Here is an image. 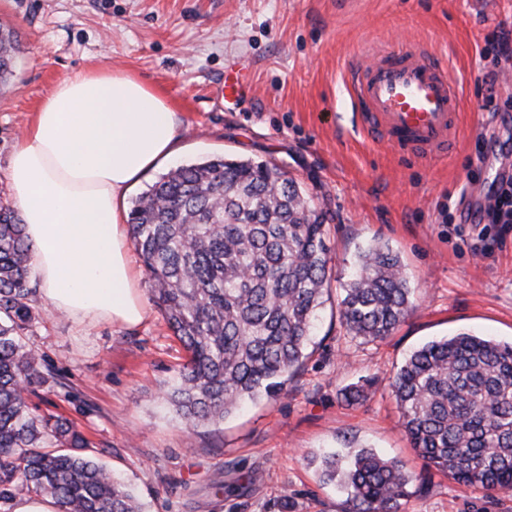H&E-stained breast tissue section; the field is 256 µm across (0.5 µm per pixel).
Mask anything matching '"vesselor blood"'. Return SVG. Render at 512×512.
Instances as JSON below:
<instances>
[{
	"label": "vessel or blood",
	"instance_id": "1",
	"mask_svg": "<svg viewBox=\"0 0 512 512\" xmlns=\"http://www.w3.org/2000/svg\"><path fill=\"white\" fill-rule=\"evenodd\" d=\"M347 87L361 126L400 152L434 159L447 153L461 106L448 69L424 49L371 51ZM248 88L247 68L234 63L224 73V95Z\"/></svg>",
	"mask_w": 512,
	"mask_h": 512
}]
</instances>
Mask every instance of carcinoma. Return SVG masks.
<instances>
[{"label":"carcinoma","instance_id":"1","mask_svg":"<svg viewBox=\"0 0 512 512\" xmlns=\"http://www.w3.org/2000/svg\"><path fill=\"white\" fill-rule=\"evenodd\" d=\"M17 36L0 25V76ZM327 213L274 163L224 157L163 175L129 213L131 239L151 299L185 351L165 391L186 427L219 424L245 402L279 395L300 368L328 292ZM32 258L15 211L0 207V512L21 495L47 496L60 512H144L111 471L85 454L66 420L32 411L47 382L41 355L23 341L35 319ZM341 321L367 341L387 338L413 309L398 256H358L342 288ZM368 379L346 387L366 397ZM389 387L423 467L448 479L512 492V342L461 332L414 351ZM349 512H398L416 475L394 458L359 449L324 459Z\"/></svg>","mask_w":512,"mask_h":512}]
</instances>
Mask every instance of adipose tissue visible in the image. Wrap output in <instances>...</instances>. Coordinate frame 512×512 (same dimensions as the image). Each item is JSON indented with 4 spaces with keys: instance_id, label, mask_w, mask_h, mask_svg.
Masks as SVG:
<instances>
[{
    "instance_id": "obj_1",
    "label": "adipose tissue",
    "mask_w": 512,
    "mask_h": 512,
    "mask_svg": "<svg viewBox=\"0 0 512 512\" xmlns=\"http://www.w3.org/2000/svg\"><path fill=\"white\" fill-rule=\"evenodd\" d=\"M180 139L169 102L133 73L85 69L59 81L9 154L8 184L48 307L130 328L146 316L126 200Z\"/></svg>"
}]
</instances>
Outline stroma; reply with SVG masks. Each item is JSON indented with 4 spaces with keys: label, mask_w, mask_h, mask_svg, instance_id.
Returning a JSON list of instances; mask_svg holds the SVG:
<instances>
[{
    "label": "stroma",
    "mask_w": 512,
    "mask_h": 512,
    "mask_svg": "<svg viewBox=\"0 0 512 512\" xmlns=\"http://www.w3.org/2000/svg\"><path fill=\"white\" fill-rule=\"evenodd\" d=\"M20 43L0 85V205L7 160L44 97L79 69L135 73L170 101L177 155L140 177L137 197L171 169L228 156L282 165L328 216L329 292L307 357L277 397L258 396L223 423L189 431L165 401L187 353L159 310L118 328L82 324L35 301L26 340L51 378L31 403L61 414L88 455L139 495L147 512H347L323 482V454L367 447L422 473L399 512H512V493L423 472L388 379L426 342L459 332L512 340V223L473 224L492 181L512 176V68L490 45L512 34V0H0ZM369 45L420 46L453 63L462 99L453 151L421 161L373 142L347 92ZM253 65L242 97L225 101L224 70ZM396 252L414 311L381 341L347 333L337 303L359 252ZM378 384L346 403L345 387Z\"/></svg>",
    "instance_id": "stroma-1"
}]
</instances>
